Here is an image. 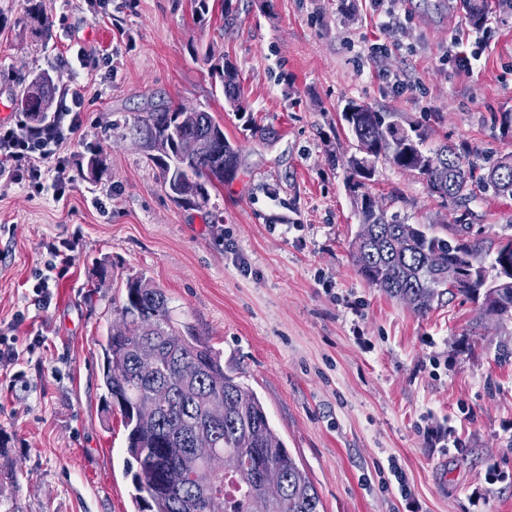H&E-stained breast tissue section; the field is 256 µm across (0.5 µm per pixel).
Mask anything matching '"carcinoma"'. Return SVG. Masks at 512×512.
I'll use <instances>...</instances> for the list:
<instances>
[{
    "label": "carcinoma",
    "mask_w": 512,
    "mask_h": 512,
    "mask_svg": "<svg viewBox=\"0 0 512 512\" xmlns=\"http://www.w3.org/2000/svg\"><path fill=\"white\" fill-rule=\"evenodd\" d=\"M466 20L481 26L489 9L488 0H461ZM205 64L224 83V98L237 112L247 111L237 69L230 62L208 53ZM56 84L53 76L42 71L21 86L18 106L30 126L45 125ZM357 110L342 113L354 141L355 150L368 146L374 126L385 117L364 103L349 100ZM151 160L162 171L163 183L181 206L201 210L209 202L208 186L224 183L235 174L238 150L224 138V131L208 112L186 111L156 106L134 126ZM201 132L210 133L221 146L213 158L186 161L179 154L180 141ZM396 138L395 153L386 158L401 170L410 167L425 183L429 193L464 209L460 220L471 216L469 203L478 195L493 190L504 199H512V153L483 158L472 150L459 151L453 144L434 148L425 146L426 137L415 125H392ZM348 181L359 188L352 198L358 221L368 224L370 240L352 259L360 276L413 311L425 315L434 302L448 293L442 276L448 273V261L491 278L501 260L512 262V239L500 244L491 258L482 256L479 242L440 236L423 224H410L398 214H379L372 209L367 189L368 175L349 166ZM409 237L403 250L393 241L401 234ZM116 312L129 321L126 335H107L100 343L103 358L102 388L112 406L119 409L127 431L125 474L131 477L132 501L136 512H250V501L261 492L269 471L283 481V492L271 503L269 512H320L319 494L288 453V449L269 423L259 398L224 371L216 352L196 328L174 318V307L166 293L144 274L131 275ZM146 319L156 322L158 330L147 337L139 325ZM144 350L158 358L154 375H142L136 365ZM193 368L198 373L193 391L181 390L180 373ZM157 389L168 391V399L158 404L155 417L146 420L138 407L153 399ZM207 427L224 451V474L213 479L215 493L199 494V483L208 478L200 463L188 452L190 437ZM186 466L193 476L179 488L168 490L163 484L161 465Z\"/></svg>",
    "instance_id": "obj_1"
}]
</instances>
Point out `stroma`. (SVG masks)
I'll return each mask as SVG.
<instances>
[{"label":"stroma","mask_w":512,"mask_h":512,"mask_svg":"<svg viewBox=\"0 0 512 512\" xmlns=\"http://www.w3.org/2000/svg\"><path fill=\"white\" fill-rule=\"evenodd\" d=\"M0 0V119L23 118L24 79L50 72L52 109L81 98L59 150L63 199L0 179V438L14 481L0 512H133L126 431L104 409L99 340L127 275L146 273L176 315L261 400L322 512H512V321L480 322L455 298L417 315L357 273L358 220L341 160L354 142L348 100L397 113L441 142L512 152L496 118L512 112V6L492 0L483 29L459 0H401L382 27L369 0H238L205 22L191 0ZM475 52L462 72L450 49ZM237 67L261 142L224 99L205 53ZM97 57L81 68L77 57ZM407 75L416 91L397 93ZM209 112L239 151L234 178L203 210L179 206L132 126L153 106ZM100 162L87 179L90 158ZM58 159V160H59ZM369 188L388 213L443 233L453 207L385 160ZM469 240L512 237V200L471 202ZM71 261L48 301L34 272L47 242ZM110 260L112 276L94 271Z\"/></svg>","instance_id":"stroma-1"}]
</instances>
